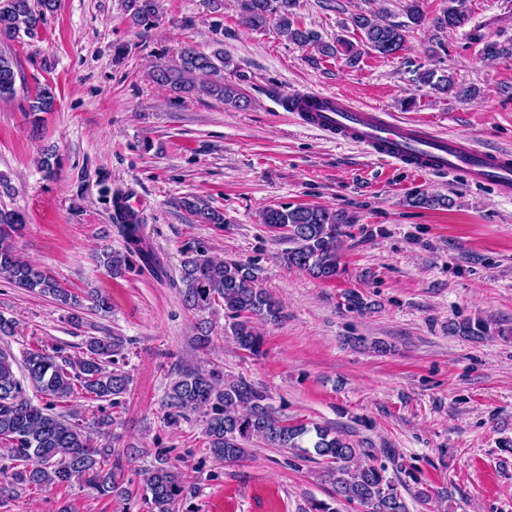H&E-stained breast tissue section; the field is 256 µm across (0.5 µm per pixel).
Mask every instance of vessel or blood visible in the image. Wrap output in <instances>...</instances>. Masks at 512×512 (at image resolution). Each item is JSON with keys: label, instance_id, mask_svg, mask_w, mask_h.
<instances>
[{"label": "vessel or blood", "instance_id": "b4317fda", "mask_svg": "<svg viewBox=\"0 0 512 512\" xmlns=\"http://www.w3.org/2000/svg\"><path fill=\"white\" fill-rule=\"evenodd\" d=\"M289 111L302 124L344 143L365 146L371 152L419 173H466L472 182L512 196V153L464 144L458 137H443L423 124L393 122L382 112L354 104L334 93L299 92L288 97Z\"/></svg>", "mask_w": 512, "mask_h": 512}]
</instances>
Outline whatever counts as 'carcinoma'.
Wrapping results in <instances>:
<instances>
[{
    "label": "carcinoma",
    "mask_w": 512,
    "mask_h": 512,
    "mask_svg": "<svg viewBox=\"0 0 512 512\" xmlns=\"http://www.w3.org/2000/svg\"><path fill=\"white\" fill-rule=\"evenodd\" d=\"M58 0H0V43H11L38 33L46 14L57 8ZM241 22L263 28L274 24L277 33L299 47H313L324 57H334L337 45L322 39L313 28L295 21L299 0H238ZM125 11L136 24L149 23L158 17V0H125ZM406 24L377 19V11L357 13L353 27L359 31L360 47L344 46L349 60H357L369 49L382 56H393L404 50L406 30L421 26L426 14L421 0H408ZM468 21L466 0H448V7L434 19L441 29H456ZM483 54L489 58L512 57V41H488ZM230 60L224 50L209 54L192 46L179 52L175 66L158 65L152 80L160 85L193 94L215 98L242 108L247 100L239 88L224 80V69ZM21 77L16 59L0 51V100H11L17 94ZM417 82L436 92L451 94L464 102L474 90L456 83L447 74L426 70ZM56 104L53 86L38 87L28 98L26 114L50 112ZM192 223L224 224V213L197 196H184L177 201ZM269 226H288V242L292 247L282 253L283 263L308 273L316 279L330 280L340 273V238L342 226L336 214L318 206L294 208L269 207L261 215ZM125 240V252L103 253V265L120 273L136 256L150 271L160 276L162 269L147 245L143 225L116 220ZM26 215L16 209L0 208V276L15 287L50 296L70 310V319L79 323L85 308L107 314L111 299L102 294L82 295L63 287L38 267L17 254V239L25 228ZM181 295L185 306L199 313L224 310V319L237 348L250 357L262 354L263 338L255 322L278 323L286 318L281 303L263 288L256 269L235 260H217L200 249L184 253L180 269ZM344 306L353 312L372 309L359 293L344 295ZM448 332L456 336L480 338L484 326L468 319L453 323ZM121 336H88L83 355L71 357L63 348H31L23 352L22 377H17L15 357L0 350V442L7 449L8 463L0 464V498L34 488L69 486L81 482L101 496H117L125 500L132 492L124 486L122 465L112 444L92 445L90 429L109 428L114 420L97 417L90 422L78 419V398L107 401L112 406L130 390L128 372L115 366V356L124 350ZM41 394L46 402L37 406L27 396V389ZM67 409L58 412V403ZM167 423L176 425L191 414L202 418L206 451L219 463L236 462L248 454V445L263 442L272 448L287 449L295 456L323 466V477L334 489L335 505L311 504L309 512H341L339 506L356 505L362 512H408L401 491L404 484L395 466L375 463L368 448H357L340 431L327 426L308 427L282 416L270 403L267 391L245 378L226 377L216 369L200 371L183 367L170 383L165 395ZM169 451L157 453L156 464L144 470L143 490L146 512H178L179 502L186 496L185 474L168 458Z\"/></svg>",
    "instance_id": "obj_1"
}]
</instances>
